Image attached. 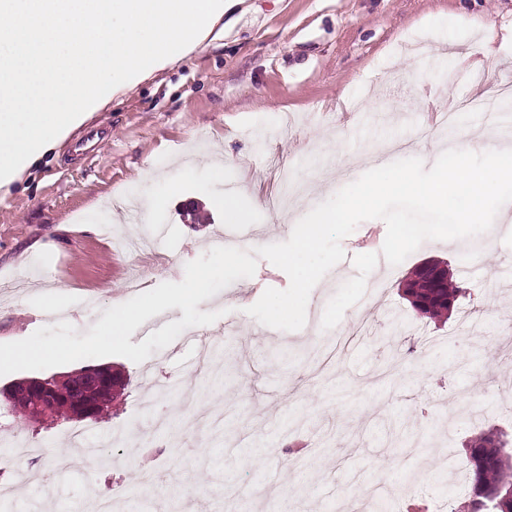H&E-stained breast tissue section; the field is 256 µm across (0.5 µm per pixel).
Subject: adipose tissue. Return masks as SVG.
Returning a JSON list of instances; mask_svg holds the SVG:
<instances>
[{"label": "adipose tissue", "instance_id": "obj_1", "mask_svg": "<svg viewBox=\"0 0 512 512\" xmlns=\"http://www.w3.org/2000/svg\"><path fill=\"white\" fill-rule=\"evenodd\" d=\"M245 0H0V197Z\"/></svg>", "mask_w": 512, "mask_h": 512}]
</instances>
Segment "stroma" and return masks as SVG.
I'll return each instance as SVG.
<instances>
[{
	"label": "stroma",
	"instance_id": "1",
	"mask_svg": "<svg viewBox=\"0 0 512 512\" xmlns=\"http://www.w3.org/2000/svg\"><path fill=\"white\" fill-rule=\"evenodd\" d=\"M224 35L131 90L87 126L98 149L69 141L41 158L0 200V343L78 317L87 334L118 299L184 277L187 262L224 234L221 200L250 173L251 210L240 232L266 245L288 240V211L270 206L283 181L324 195L371 163L431 149L444 136L433 115L456 98L487 99L512 78V0H247ZM497 39L481 54L488 27ZM344 130L339 145L330 136ZM217 145L183 179L177 158L196 140ZM174 192L153 197L152 176ZM261 208H253V198ZM386 224L362 222L341 242L344 259L315 286L305 326L285 332L246 313L288 275L259 260L254 276L199 303L221 311L137 364L98 358L127 382L93 434H120L112 467L61 472L27 496L53 512H79L85 479L125 496L141 468L159 483L155 512H336L385 484L388 512L455 504L466 445L494 426L512 433V345L497 347L512 311V230L425 241L401 264L381 263ZM447 263L468 288L451 316L419 315L403 282L421 264ZM65 308L49 314L41 291ZM151 411H144V403ZM224 409V437L182 430L147 447L151 416ZM69 426L27 421L7 434L43 451L34 473L59 469ZM262 450L260 461L242 455ZM201 496L192 497V488Z\"/></svg>",
	"mask_w": 512,
	"mask_h": 512
}]
</instances>
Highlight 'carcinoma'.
<instances>
[{
	"label": "carcinoma",
	"instance_id": "1",
	"mask_svg": "<svg viewBox=\"0 0 512 512\" xmlns=\"http://www.w3.org/2000/svg\"><path fill=\"white\" fill-rule=\"evenodd\" d=\"M102 396L101 389L75 382L74 390L56 401V418L69 423L79 419L78 407L95 403ZM470 465L467 490L455 512H512V479H494L492 475L512 472V437L500 431L489 430L467 444Z\"/></svg>",
	"mask_w": 512,
	"mask_h": 512
}]
</instances>
